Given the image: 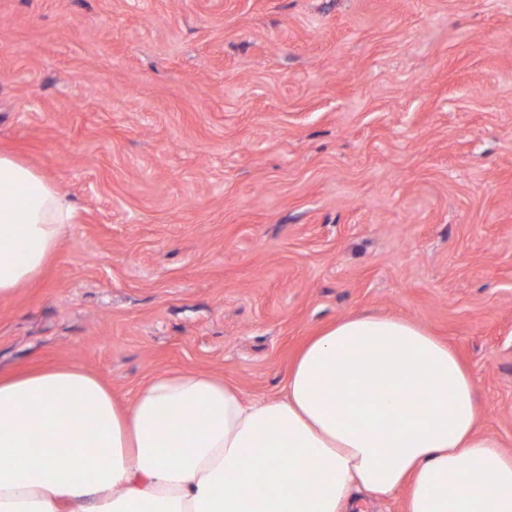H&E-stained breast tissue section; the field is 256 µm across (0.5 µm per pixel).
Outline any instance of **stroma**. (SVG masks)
I'll return each mask as SVG.
<instances>
[{
	"label": "stroma",
	"mask_w": 512,
	"mask_h": 512,
	"mask_svg": "<svg viewBox=\"0 0 512 512\" xmlns=\"http://www.w3.org/2000/svg\"><path fill=\"white\" fill-rule=\"evenodd\" d=\"M0 152L78 205L1 372L279 398L372 311L448 342L512 454V0H0Z\"/></svg>",
	"instance_id": "obj_1"
}]
</instances>
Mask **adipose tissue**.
Returning <instances> with one entry per match:
<instances>
[{
    "label": "adipose tissue",
    "mask_w": 512,
    "mask_h": 512,
    "mask_svg": "<svg viewBox=\"0 0 512 512\" xmlns=\"http://www.w3.org/2000/svg\"><path fill=\"white\" fill-rule=\"evenodd\" d=\"M76 207L0 153V298L34 280ZM69 411H61V403ZM471 373L417 322L362 313L311 338L281 400L196 371L120 405L78 365L0 373V512H512V455L478 430ZM360 505L362 512H404L405 492L400 491L391 497L380 499L361 497L355 505V512H358L356 507Z\"/></svg>",
    "instance_id": "ef3b65f1"
}]
</instances>
